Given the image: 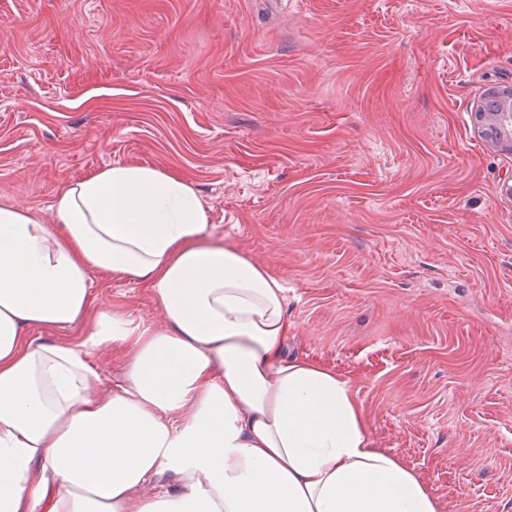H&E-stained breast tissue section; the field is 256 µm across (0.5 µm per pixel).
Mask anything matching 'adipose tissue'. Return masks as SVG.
<instances>
[{
	"mask_svg": "<svg viewBox=\"0 0 512 512\" xmlns=\"http://www.w3.org/2000/svg\"><path fill=\"white\" fill-rule=\"evenodd\" d=\"M50 210L0 205V512H440L374 447L351 385L283 354L279 277L204 243L189 180L113 164ZM95 271L152 288L161 321L100 305ZM79 324V343L33 335ZM113 345L108 389L86 355ZM166 473L175 488H154Z\"/></svg>",
	"mask_w": 512,
	"mask_h": 512,
	"instance_id": "ef3b65f1",
	"label": "adipose tissue"
}]
</instances>
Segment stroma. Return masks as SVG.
Here are the masks:
<instances>
[{"mask_svg":"<svg viewBox=\"0 0 512 512\" xmlns=\"http://www.w3.org/2000/svg\"><path fill=\"white\" fill-rule=\"evenodd\" d=\"M512 0H0V205L189 179L286 290V357L349 380L441 512H512ZM140 328L152 290L93 273ZM489 97L491 99H488L486 101L485 108H484V112L487 113V117L489 119L488 120L489 121L488 129L485 134H486V138L491 139V140H493V139L497 140V136L499 134V131L497 128V125H498L497 114L505 108L508 98L506 96H504L503 93L502 94L494 93V94L490 95ZM499 121L503 125L509 124L510 128L512 127V107L511 106H509L506 110H504L503 112L500 113Z\"/></svg>","mask_w":512,"mask_h":512,"instance_id":"stroma-1","label":"stroma"}]
</instances>
